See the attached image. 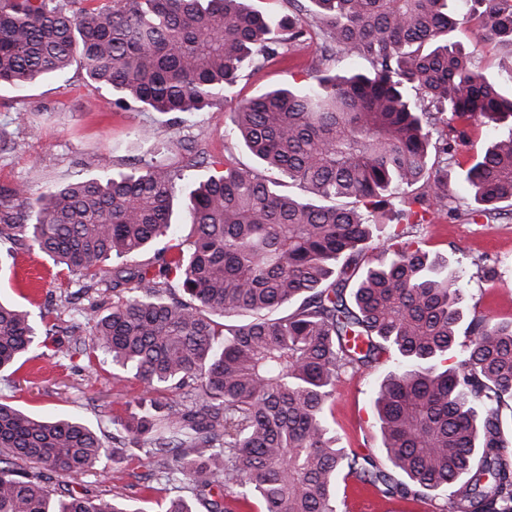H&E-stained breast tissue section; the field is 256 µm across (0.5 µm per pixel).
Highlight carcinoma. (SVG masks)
I'll list each match as a JSON object with an SVG mask.
<instances>
[{
	"mask_svg": "<svg viewBox=\"0 0 512 512\" xmlns=\"http://www.w3.org/2000/svg\"><path fill=\"white\" fill-rule=\"evenodd\" d=\"M321 62L299 88L244 101L227 135L253 169L224 165L183 179L160 162L50 189L0 194V240L22 239L78 276L112 308L83 319L89 341L138 378L140 413L112 418L157 473L188 494L164 512H339V478L384 499L451 490L441 512H512V320H464L459 271L406 238L401 225L448 215V154L474 125L512 120V92L449 40L451 0H311ZM488 39L512 46V0H470ZM309 34L293 16L245 0H0V86L61 77L80 60L111 88L179 121L224 101L243 70ZM346 54L368 74L326 66ZM418 90L421 100L411 98ZM190 167L206 151L183 145ZM274 171L271 178L262 170ZM310 193L291 196L282 179ZM463 180L486 219L512 207V131L494 139ZM186 201L194 239L158 251V267L128 259L175 239ZM352 199L362 207L334 204ZM385 217L381 257L364 259L370 217ZM112 268H107V262ZM180 293L167 294L170 276ZM30 312L0 302V370L35 345ZM455 363L442 366L448 354ZM394 365L377 385L383 457L339 445L325 409L347 368ZM160 390L184 400L162 403ZM110 456L79 418L35 416L0 401V512H144L123 499L60 498L49 473L78 475ZM29 469L15 467V461ZM405 477L400 481L391 471ZM244 491L234 493L233 487Z\"/></svg>",
	"mask_w": 512,
	"mask_h": 512,
	"instance_id": "1",
	"label": "carcinoma"
}]
</instances>
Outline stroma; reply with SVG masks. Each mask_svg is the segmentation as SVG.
Instances as JSON below:
<instances>
[{
    "label": "stroma",
    "instance_id": "1",
    "mask_svg": "<svg viewBox=\"0 0 512 512\" xmlns=\"http://www.w3.org/2000/svg\"><path fill=\"white\" fill-rule=\"evenodd\" d=\"M452 7L463 17L452 34L453 42L471 51L478 70L502 79V67L512 62V50L488 42L478 23L466 20L465 0H454ZM318 58L315 42L297 43L264 66L245 70L227 100L181 124L167 122L155 112L114 109L110 90L89 80L77 63L64 86L49 80L23 91L1 88L0 192L22 185L34 199L48 188L97 177L105 165L115 174L138 170L142 159L153 152L172 170L199 177L201 169L186 165L180 146L184 139L198 141L214 160L252 165L250 154L224 135L230 113L241 101L267 89L306 83ZM143 128L154 130L151 140L140 137ZM507 132L504 125L469 128L465 140L456 145V163L448 167L454 214L409 230L410 238L424 249L463 268L466 311L496 321L512 319V213L494 221L472 218L473 203L458 166L470 164L494 138ZM490 266L498 274L484 278L483 270ZM0 297L32 316L49 311L64 321L88 305L66 272L38 248L25 244L10 250L9 268L0 274ZM73 344L72 336L59 332L49 338L42 357L27 355L0 371V399L39 416H81L98 427L105 447L112 449V458L84 474L54 475L51 486L58 494L112 493L138 502L145 512H163L174 493L153 485L154 458L123 447L113 437V417L134 411L145 394L143 383L133 375L117 373L111 358L73 352ZM59 348L70 349V356H56ZM384 373V367L377 366L341 374L328 417L342 446L362 451L381 447L374 391ZM345 493L346 512H436L449 495L440 489L418 501L383 500L352 480Z\"/></svg>",
    "mask_w": 512,
    "mask_h": 512
}]
</instances>
